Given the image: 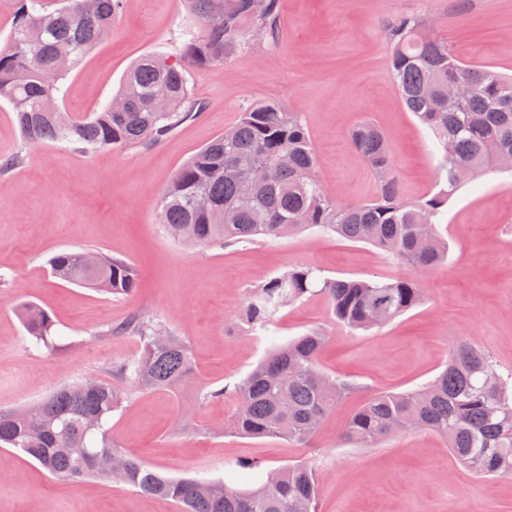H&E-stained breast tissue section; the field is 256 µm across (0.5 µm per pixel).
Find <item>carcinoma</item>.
<instances>
[{
  "instance_id": "cac0c4a2",
  "label": "carcinoma",
  "mask_w": 512,
  "mask_h": 512,
  "mask_svg": "<svg viewBox=\"0 0 512 512\" xmlns=\"http://www.w3.org/2000/svg\"><path fill=\"white\" fill-rule=\"evenodd\" d=\"M202 31L171 53L148 54L126 73L101 111L77 116L57 107L41 111L57 96L62 80L104 39L123 10V0H20L13 27L0 45V101L8 103L26 143L66 141L84 153L121 150L156 142L194 115L189 88L193 70L224 65L261 31L278 37V0H186ZM390 69L408 111L433 134L440 152L438 190L416 202L404 200L391 160L388 137L376 124L361 122L350 144L377 176L375 198L341 204L316 177L317 157L302 117L278 101L249 106L239 123L214 137L186 162L164 189L159 223L173 239L196 246L278 240L306 227L340 239L371 245L399 264L431 270L448 261V242L439 226L445 207L464 184L484 173H512V76L458 58L418 17L400 16L387 26ZM468 88L461 101L448 98V82ZM163 96L168 110L152 102ZM288 155L284 166L279 158ZM251 158L264 178L251 195L242 191L235 162ZM204 194L211 208H195ZM80 252L49 259L52 276L65 283L126 297L137 271L127 260L96 252L88 268ZM323 296L334 321L368 331L420 305L423 288L410 276L386 280L325 277L297 266L254 289L242 323L262 328L282 308L310 295ZM18 315L29 336L49 346L55 323L33 303ZM158 326L134 314L109 333L140 337L139 357L115 365L112 373L150 390H171L195 378L188 346L178 337L157 336ZM326 337L311 330L276 347L233 387L236 409L230 429L238 435L281 438L306 448L336 403L356 390L317 365ZM124 397L111 382L80 379L36 404L0 410V447L18 448L48 473L79 484L106 478L109 459L125 468L112 477L137 492L170 501L178 512H317L319 488L304 463L264 472L248 490L222 481L165 476L128 456L112 440L109 423ZM424 430L448 442L454 458L481 477L512 476V374L497 372L486 352L461 339L448 352L441 372L404 392H380L361 404L344 425L342 441L373 448L402 431Z\"/></svg>"
}]
</instances>
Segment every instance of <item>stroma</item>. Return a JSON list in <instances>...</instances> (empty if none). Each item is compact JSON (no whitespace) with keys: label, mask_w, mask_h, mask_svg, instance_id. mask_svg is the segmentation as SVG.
Segmentation results:
<instances>
[{"label":"stroma","mask_w":512,"mask_h":512,"mask_svg":"<svg viewBox=\"0 0 512 512\" xmlns=\"http://www.w3.org/2000/svg\"><path fill=\"white\" fill-rule=\"evenodd\" d=\"M279 0L277 41L262 38L225 62L197 70L189 87L201 108L162 140L86 155L65 142L26 144L12 108L0 103V410L37 402L76 378L106 379L127 395L112 436L133 458L173 477L254 485L247 462L263 469L305 463L319 485L318 512H512V477L463 468L444 439L411 430L372 448L339 441L348 416L369 396L401 392L432 379L459 339L512 371V175L490 173L460 190L441 230L445 266L418 273L423 303L369 331L336 325L322 296L282 308L277 335L237 321L250 289L298 265L329 277L384 280L409 267L377 248L307 229L273 242L223 248L175 242L157 218L175 172L209 140L232 127L244 107L275 100L300 113L319 158L317 178L341 203L376 195L377 179L349 145L363 121L388 135L401 194L415 201L436 190L438 154L430 134L403 106L388 67L386 26L395 17L429 18L462 60L512 74V0ZM201 24L184 0H124L111 37L63 80L62 107L99 111L129 66L172 51ZM94 249L132 262L135 291L118 298L53 278L48 261L62 250ZM55 321L53 349L36 346L17 315L20 303ZM159 322L190 348L195 386L147 391L113 376L140 350L117 334L132 315ZM323 330L322 371L357 385L322 425L312 447L245 438L228 430L231 397L200 400L198 390L230 387L271 350ZM0 512H177L174 504L100 479L73 484L50 476L23 453L0 448Z\"/></svg>","instance_id":"35a3bbf8"}]
</instances>
